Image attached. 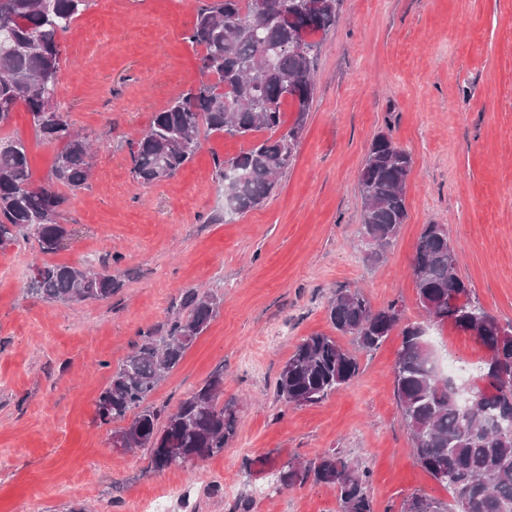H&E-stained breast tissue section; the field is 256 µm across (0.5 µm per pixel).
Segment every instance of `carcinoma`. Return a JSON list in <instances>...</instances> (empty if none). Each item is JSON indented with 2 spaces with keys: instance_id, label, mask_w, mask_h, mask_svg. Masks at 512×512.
Wrapping results in <instances>:
<instances>
[{
  "instance_id": "cac0c4a2",
  "label": "carcinoma",
  "mask_w": 512,
  "mask_h": 512,
  "mask_svg": "<svg viewBox=\"0 0 512 512\" xmlns=\"http://www.w3.org/2000/svg\"><path fill=\"white\" fill-rule=\"evenodd\" d=\"M340 0L309 12L306 0H199L186 40L200 48L199 86L154 113L130 148L133 180L148 186L176 174L202 148L201 136L250 140L234 157H213L224 194V215L241 216L262 205L288 170L314 99L313 74L319 43L338 18ZM89 0H0V124L22 105L43 140L60 145L48 181L36 185L25 141L0 139V247L32 239L43 255L56 253L70 238L65 223L69 197L86 187L94 165L89 136L76 131L63 112L52 108L59 91L62 40ZM296 117L284 127L285 101ZM266 130L270 136L259 139ZM410 152L391 135H376L369 146L358 188L363 201L360 241L367 258L378 262L407 218L405 188L412 173ZM454 248L443 224H427L411 259L421 307L433 324H450L474 337L489 353L476 380L481 399L464 409L448 378L436 368L418 323H402L401 308H374L359 288L335 291L327 301L332 327L354 337L357 350L379 348L393 332L401 348L393 367L394 392L421 467L447 487L458 512L512 509V380L501 368L512 364V324L504 325L472 297V286L449 269ZM121 287L112 271L82 264L34 265L27 292L47 303H78L112 297ZM221 297L189 288L162 329L141 334L112 373L97 400L106 425L132 419L122 429L132 447L150 452L158 471L224 453L235 433L237 414L220 403L224 366L172 411L150 402L159 384L186 350L209 327ZM359 371L358 357L336 339L313 334L295 346L275 382L285 405L318 404L347 385ZM369 473L334 450L301 462L291 457L271 473L276 492L309 482L336 489L339 512H374L366 492ZM401 512H448L442 502L413 495Z\"/></svg>"
}]
</instances>
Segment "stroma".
Segmentation results:
<instances>
[{"label": "stroma", "instance_id": "stroma-1", "mask_svg": "<svg viewBox=\"0 0 512 512\" xmlns=\"http://www.w3.org/2000/svg\"><path fill=\"white\" fill-rule=\"evenodd\" d=\"M197 0H91L62 41L57 104L96 143L93 175L71 196L72 231L43 257L32 242L0 248V512H133L171 483L186 492L167 512H338L335 490L309 483L256 497L262 459L312 460L328 450L368 470L376 512L448 489L409 451L392 369L401 338L359 353V372L323 402L284 406L275 381L295 346L332 334L326 305L359 288L374 307L398 303L417 322L410 275L427 224H444L458 274L479 303L512 322V0H341L320 36L315 95L296 160L260 207L222 223L213 158L246 143L205 141L174 176L150 186L130 173L129 144L154 112L201 76L186 40ZM414 160L407 219L383 261L359 246L358 177L378 133ZM23 137L34 183L57 152L16 108L0 138ZM101 266L121 281L112 298L47 303L26 284L34 264ZM217 291L220 310L152 403L176 408L216 366L237 427L223 454L154 470L146 450L109 443L96 400L141 332L166 322L182 290ZM429 339L454 373L485 350L451 325Z\"/></svg>", "mask_w": 512, "mask_h": 512}]
</instances>
